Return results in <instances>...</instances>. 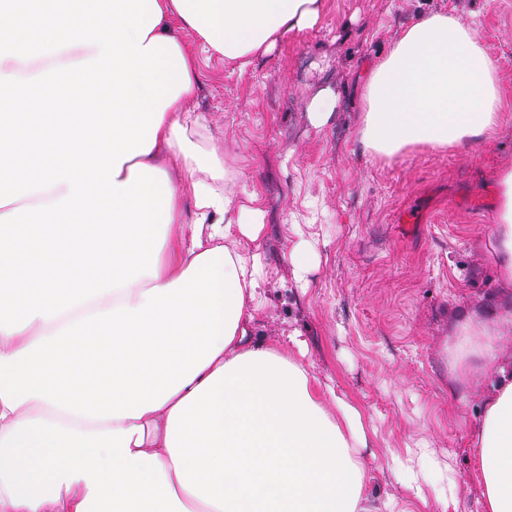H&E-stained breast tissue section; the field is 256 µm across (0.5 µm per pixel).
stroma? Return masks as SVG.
<instances>
[{
	"instance_id": "1",
	"label": "stroma",
	"mask_w": 512,
	"mask_h": 512,
	"mask_svg": "<svg viewBox=\"0 0 512 512\" xmlns=\"http://www.w3.org/2000/svg\"><path fill=\"white\" fill-rule=\"evenodd\" d=\"M431 12L475 21L512 84V0H324L313 27L246 68L216 54L201 61L206 122L190 139L223 155L225 187L264 213L254 342L285 348L300 332L310 373L374 425L361 451L368 495L404 512H482L468 446L481 391L450 379L446 346L460 314L482 319L506 292L487 239L491 175L512 164V108L476 144L387 158L358 135L370 69ZM323 89L337 106L317 127L308 111ZM300 242L312 261L299 278L290 253Z\"/></svg>"
}]
</instances>
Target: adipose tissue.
Segmentation results:
<instances>
[{
  "instance_id": "ef3b65f1",
  "label": "adipose tissue",
  "mask_w": 512,
  "mask_h": 512,
  "mask_svg": "<svg viewBox=\"0 0 512 512\" xmlns=\"http://www.w3.org/2000/svg\"><path fill=\"white\" fill-rule=\"evenodd\" d=\"M156 2L151 34L178 40L188 71L137 157L172 192L157 274L0 330V512H371L363 416L292 353L253 343L265 280L243 244L258 241L261 213L221 189L223 161L189 139L199 52L268 53L312 27L323 0ZM511 95L471 24L427 13L373 66L360 142L385 157L475 142ZM494 179L493 255L512 286V166ZM510 334L507 296L487 320L461 314L447 348L456 382L486 384L469 437L483 512H512Z\"/></svg>"
}]
</instances>
